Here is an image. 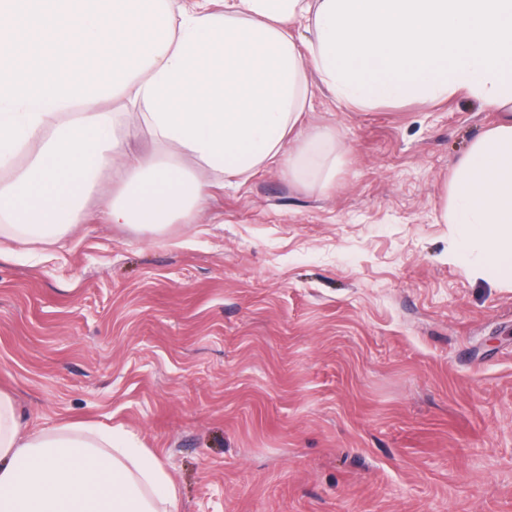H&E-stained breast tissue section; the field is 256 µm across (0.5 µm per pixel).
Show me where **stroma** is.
Wrapping results in <instances>:
<instances>
[{
    "label": "stroma",
    "mask_w": 512,
    "mask_h": 512,
    "mask_svg": "<svg viewBox=\"0 0 512 512\" xmlns=\"http://www.w3.org/2000/svg\"><path fill=\"white\" fill-rule=\"evenodd\" d=\"M328 186L278 162L207 180L193 223L58 244L0 229V390L164 461L179 512H512V288L451 260L452 167L495 119L457 94L354 111Z\"/></svg>",
    "instance_id": "obj_1"
}]
</instances>
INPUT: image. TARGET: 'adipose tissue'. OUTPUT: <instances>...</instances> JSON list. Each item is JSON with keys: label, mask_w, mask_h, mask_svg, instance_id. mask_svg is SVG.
Here are the masks:
<instances>
[{"label": "adipose tissue", "mask_w": 512, "mask_h": 512, "mask_svg": "<svg viewBox=\"0 0 512 512\" xmlns=\"http://www.w3.org/2000/svg\"><path fill=\"white\" fill-rule=\"evenodd\" d=\"M310 68L354 110L463 93L497 112L453 168L441 220L458 228L459 262L479 248L478 276L512 288V0H0V167L40 144L0 182V223L56 244L94 195L111 224L189 223L208 185L180 154L227 179L284 157L292 177L331 182L336 133L303 125ZM106 95L162 153H128L133 127L100 111ZM0 512H178V495L129 431H30L0 391Z\"/></svg>", "instance_id": "ef3b65f1"}]
</instances>
